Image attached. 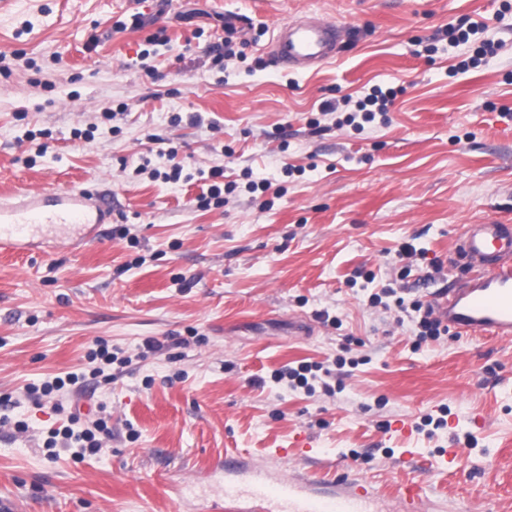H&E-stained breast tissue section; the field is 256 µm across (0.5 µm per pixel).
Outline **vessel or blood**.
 <instances>
[{
	"label": "vessel or blood",
	"mask_w": 512,
	"mask_h": 512,
	"mask_svg": "<svg viewBox=\"0 0 512 512\" xmlns=\"http://www.w3.org/2000/svg\"><path fill=\"white\" fill-rule=\"evenodd\" d=\"M339 26L324 19L301 20L277 26L269 45L275 61L291 70L318 67L336 55ZM105 209L84 190H47L25 194L15 201L0 197V251L27 250L38 232L64 225L82 239L94 237L105 223ZM456 249L470 264L469 278L458 288L439 294L434 310L458 334L512 336V226L474 224L459 236ZM297 478L258 485L243 497L238 485H224L225 512H269L270 504L284 512H366L376 499L366 486H347L339 492L306 495Z\"/></svg>",
	"instance_id": "vessel-or-blood-1"
}]
</instances>
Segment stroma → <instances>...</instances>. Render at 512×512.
I'll return each instance as SVG.
<instances>
[{"instance_id":"stroma-1","label":"stroma","mask_w":512,"mask_h":512,"mask_svg":"<svg viewBox=\"0 0 512 512\" xmlns=\"http://www.w3.org/2000/svg\"><path fill=\"white\" fill-rule=\"evenodd\" d=\"M132 6L0 8V53L12 58L0 74V192L84 188L110 210L92 240L0 255V512H224L228 455L261 465L265 482L367 485L372 512H405L409 484L422 490L416 512H512V337L451 331L419 345L411 322L367 302L395 278L404 243L420 251L405 299L431 304L469 274L448 263L463 226L512 225V0L149 4L148 30L170 38L149 74L132 65L145 32L111 30ZM462 16L502 47L455 75L468 47L443 28ZM230 17L244 56L220 69L209 44ZM301 17L346 30L315 71L268 53L276 25ZM376 84L404 89L388 125L357 132L319 116L322 101ZM119 102L128 111L105 119ZM90 126L92 139H73ZM29 129L51 131L46 156L24 141ZM171 147L185 172L220 168L238 189L203 209L199 181L139 173L145 156L167 168ZM247 171L285 187L272 208L242 188ZM121 224L128 237L113 235ZM99 339L130 363L64 392L63 412L36 405L27 385L84 371ZM155 340L162 350H149ZM302 360L331 364L343 391L273 379ZM70 405L108 417L97 454L44 449ZM444 407L447 427L420 432ZM401 423L410 435H396ZM457 443L458 463L441 470L440 451Z\"/></svg>"}]
</instances>
